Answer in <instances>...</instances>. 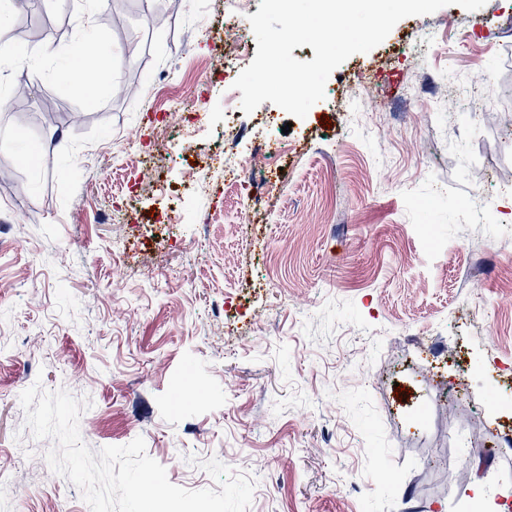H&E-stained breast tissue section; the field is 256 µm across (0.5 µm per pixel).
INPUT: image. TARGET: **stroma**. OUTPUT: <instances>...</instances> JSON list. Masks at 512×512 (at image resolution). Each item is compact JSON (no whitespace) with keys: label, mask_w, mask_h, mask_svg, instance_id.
I'll return each mask as SVG.
<instances>
[{"label":"stroma","mask_w":512,"mask_h":512,"mask_svg":"<svg viewBox=\"0 0 512 512\" xmlns=\"http://www.w3.org/2000/svg\"><path fill=\"white\" fill-rule=\"evenodd\" d=\"M22 2L0 29L33 74L0 63V512H90L51 470L54 440L25 423L19 397L36 384L90 400L79 428L92 452L143 437L191 490L214 487L201 467L213 457L249 475V512H467L477 483L485 512L512 507V457L485 453L495 430H512V412L490 406L512 400L494 363L512 361V0L403 18L338 66L302 119L268 101L241 109L232 85L257 43L231 0L100 12L93 37L116 53L119 89L87 97L66 78L83 33L72 0ZM215 34L247 48L222 78L207 72ZM421 34L433 49L419 60ZM44 42L56 56L37 55ZM476 77L491 105L449 126L438 98L454 88L468 100ZM175 98L200 117L155 144ZM47 100L62 114L48 126ZM228 112L241 153L259 150L265 115L285 148L269 175L252 173L262 200L246 214L223 182L193 194L187 165ZM129 135L146 163L113 153ZM174 207L184 223H168ZM187 380L200 400L174 404ZM408 398L482 424L419 425Z\"/></svg>","instance_id":"1"}]
</instances>
